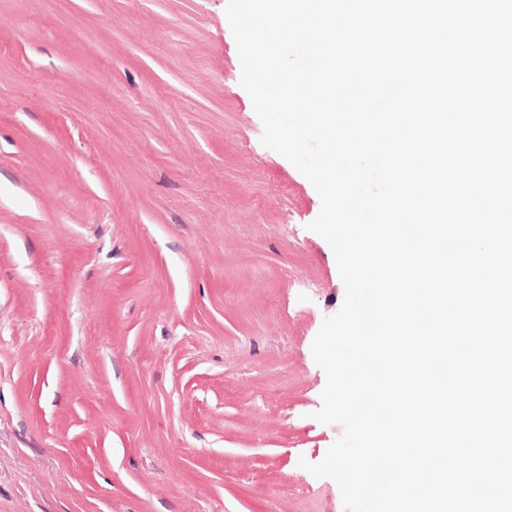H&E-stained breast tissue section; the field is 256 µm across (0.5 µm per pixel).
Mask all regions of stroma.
Masks as SVG:
<instances>
[{
	"label": "stroma",
	"instance_id": "obj_1",
	"mask_svg": "<svg viewBox=\"0 0 512 512\" xmlns=\"http://www.w3.org/2000/svg\"><path fill=\"white\" fill-rule=\"evenodd\" d=\"M227 0H0V512H344L345 297Z\"/></svg>",
	"mask_w": 512,
	"mask_h": 512
}]
</instances>
